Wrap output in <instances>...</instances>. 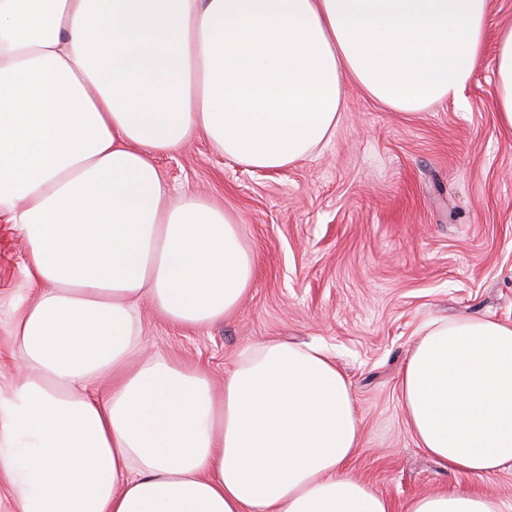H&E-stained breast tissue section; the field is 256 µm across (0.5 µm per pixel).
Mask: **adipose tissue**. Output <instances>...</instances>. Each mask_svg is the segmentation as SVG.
Here are the masks:
<instances>
[{
    "instance_id": "1",
    "label": "adipose tissue",
    "mask_w": 512,
    "mask_h": 512,
    "mask_svg": "<svg viewBox=\"0 0 512 512\" xmlns=\"http://www.w3.org/2000/svg\"><path fill=\"white\" fill-rule=\"evenodd\" d=\"M491 0H0V216L28 244L0 295L14 361L0 382V482L15 512H393L353 476V387L318 345L248 349L207 372L142 357V303L168 323L231 315L255 260L235 215L170 202L160 154L204 134L260 170L336 132L346 81L403 113L458 99ZM512 128V26L498 34ZM399 397L418 447L462 474L512 470V323L418 331ZM405 512H502L474 491Z\"/></svg>"
}]
</instances>
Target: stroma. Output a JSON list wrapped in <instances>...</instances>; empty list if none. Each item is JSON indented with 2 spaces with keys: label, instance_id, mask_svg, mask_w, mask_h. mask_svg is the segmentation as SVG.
Segmentation results:
<instances>
[{
  "label": "stroma",
  "instance_id": "35a3bbf8",
  "mask_svg": "<svg viewBox=\"0 0 512 512\" xmlns=\"http://www.w3.org/2000/svg\"><path fill=\"white\" fill-rule=\"evenodd\" d=\"M512 0H492L481 63L458 100L395 112L347 84L332 140L278 171H258L197 136L161 155L174 193L235 214L256 260L249 292L224 322L168 324L143 305L145 355L205 367L215 392L247 347L269 338L326 348L357 399L362 446L349 469L396 508L428 491L470 490L512 512V470L443 468L416 445L397 379L433 318L512 322V130L495 111L493 61ZM26 243L0 223V294L22 283Z\"/></svg>",
  "mask_w": 512,
  "mask_h": 512
}]
</instances>
